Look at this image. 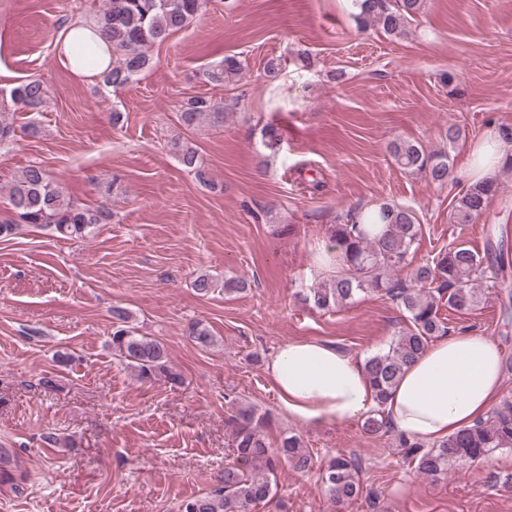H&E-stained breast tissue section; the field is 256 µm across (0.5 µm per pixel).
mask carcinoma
Here are the masks:
<instances>
[{
	"mask_svg": "<svg viewBox=\"0 0 512 512\" xmlns=\"http://www.w3.org/2000/svg\"><path fill=\"white\" fill-rule=\"evenodd\" d=\"M360 24L378 26L397 36L405 33L408 19L420 14L424 0H354ZM206 0H100L95 25L112 44V68L104 74L105 85L120 90L152 65L150 49L166 43L200 16ZM75 59L94 63L95 49L89 40H75ZM245 70L243 60L224 58L204 72L215 86ZM12 101L25 112H38L49 92L38 79L27 80L10 93ZM224 108L204 96H193L181 106L180 121L187 128L201 124L222 126ZM279 127L267 123L261 128L262 146L275 154L282 144ZM181 165L206 183L208 171L198 150L188 143H175ZM389 153L400 169L424 176L443 186L453 173V158L446 152L429 151L419 142L394 141ZM498 182L490 179L464 187L454 198L450 223L471 224L493 203ZM9 210L14 218L0 221V239L16 234L20 224L50 229L65 237L84 238L98 224L112 219L111 209L76 204L40 165H28L8 190ZM422 234L421 224L405 206L384 203L363 213H347L329 225V241L337 251L336 275L309 289L305 301L319 311L342 308L361 294L385 296L395 301L404 314L405 326L395 332L387 347L368 356L363 368L374 392L377 407L366 417L364 431L372 436H391L401 449L403 463L430 476L448 475V468L483 457L494 449L512 450V401L505 400L471 428L461 429L431 445L396 432L385 417L384 404L406 368L439 336L448 335V319L441 305L457 313L478 307L484 299L478 283L486 273L484 262L500 274L508 260V245L500 241L481 253L464 243L448 246L437 257L416 266L411 284L397 277L407 266L412 247ZM193 288L201 297L216 292L232 294L247 288L236 276L219 279L200 273ZM132 312L121 305L112 307V354L142 383L163 379L181 384V376L170 364L165 345L138 333ZM186 333L202 349L215 342L209 326L201 321L188 324ZM230 418L234 458L224 464V473L208 492L184 501L180 512H253L259 505L276 501L279 471L288 465L306 472L313 468V454L295 434L280 436L272 446L265 430L268 415L252 404L232 398ZM320 481L336 504L337 512L361 498L363 484L359 465L352 455L339 454L320 470Z\"/></svg>",
	"mask_w": 512,
	"mask_h": 512,
	"instance_id": "1",
	"label": "carcinoma"
}]
</instances>
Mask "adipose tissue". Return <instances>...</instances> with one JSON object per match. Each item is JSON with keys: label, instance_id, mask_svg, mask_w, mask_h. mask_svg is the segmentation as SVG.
<instances>
[{"label": "adipose tissue", "instance_id": "adipose-tissue-1", "mask_svg": "<svg viewBox=\"0 0 512 512\" xmlns=\"http://www.w3.org/2000/svg\"><path fill=\"white\" fill-rule=\"evenodd\" d=\"M83 29L80 23L69 27L57 42V58L72 73L86 76L111 65L112 46L100 32H92L97 62L91 69L79 65L71 41ZM268 373L282 409L311 426L356 419L376 407L362 360L324 342L285 343L270 360ZM502 384L496 344L470 334L446 336L405 370L385 412L398 432L433 443L486 418Z\"/></svg>", "mask_w": 512, "mask_h": 512}]
</instances>
